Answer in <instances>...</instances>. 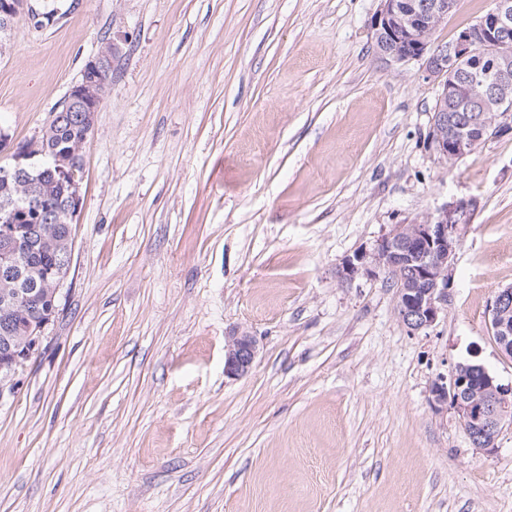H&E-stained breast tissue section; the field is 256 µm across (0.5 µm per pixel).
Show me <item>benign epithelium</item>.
<instances>
[{
	"label": "benign epithelium",
	"mask_w": 512,
	"mask_h": 512,
	"mask_svg": "<svg viewBox=\"0 0 512 512\" xmlns=\"http://www.w3.org/2000/svg\"><path fill=\"white\" fill-rule=\"evenodd\" d=\"M26 13L41 18L30 0H0V47L6 48L16 18ZM448 0H438L433 15L412 26L417 51L402 53L393 39L391 23L400 21V0H380V8L371 20L376 31L377 52L392 62L417 60L430 77H450L454 69L470 58L479 47L496 52L501 68L495 82V92L503 99L512 97V48L496 41L497 28L512 22V0H493V5L476 23L461 30L449 44L428 45L431 30L447 18ZM430 50H425V47ZM114 44L104 42L99 53L85 64L87 77L74 84L66 98L64 111L74 113L86 130H92L97 112L105 100L112 70ZM508 113L490 112L485 116L484 133L502 137L512 133ZM477 144L468 134L458 131L448 121V113L436 112L432 118L430 145L442 158L456 161L467 155ZM35 155L30 150H14L13 163L0 168V181L26 180L36 186L40 180L38 167L30 164ZM80 169L73 166L65 172L70 195L66 200L71 216H77L82 206ZM478 199L456 200L442 206L436 216L414 224H395L375 243L345 258L338 268V277L353 281L358 277L394 279L398 283L396 313L411 332L434 324L443 303L448 301L451 285V258L460 245L466 227L463 219L473 216ZM14 202L0 203V238L14 236ZM489 316L501 351H512V287L499 289L489 304ZM49 320L31 322L21 337L24 348L11 358L0 361V381L11 378L39 347ZM257 354L256 340L246 332L234 331L224 344V374L240 378L250 371ZM435 408L454 411L473 448L486 455L495 452L502 426L512 422V382L503 383L488 369L475 362H458L450 377H441L431 388Z\"/></svg>",
	"instance_id": "benign-epithelium-1"
}]
</instances>
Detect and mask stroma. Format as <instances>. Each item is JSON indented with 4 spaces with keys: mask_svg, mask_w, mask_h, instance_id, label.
I'll use <instances>...</instances> for the list:
<instances>
[{
    "mask_svg": "<svg viewBox=\"0 0 512 512\" xmlns=\"http://www.w3.org/2000/svg\"><path fill=\"white\" fill-rule=\"evenodd\" d=\"M379 0H78L20 16L0 130L39 137L112 40L82 144L71 272L0 390V512H512V423L477 453L431 386L476 358L512 286V134L455 163L437 83L376 51ZM478 197L448 303L412 333L396 288L340 281L392 225ZM254 336L240 378L224 340Z\"/></svg>",
    "mask_w": 512,
    "mask_h": 512,
    "instance_id": "1",
    "label": "stroma"
}]
</instances>
